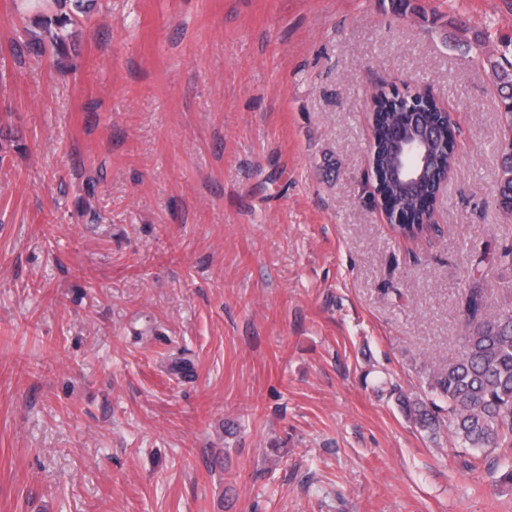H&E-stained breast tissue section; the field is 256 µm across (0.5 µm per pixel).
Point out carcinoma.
Listing matches in <instances>:
<instances>
[{"label": "carcinoma", "instance_id": "obj_1", "mask_svg": "<svg viewBox=\"0 0 512 512\" xmlns=\"http://www.w3.org/2000/svg\"><path fill=\"white\" fill-rule=\"evenodd\" d=\"M57 10L46 13L42 6L28 17L26 38L10 44L13 56L51 52L62 64L71 54V28L81 19L84 0H53ZM485 64L496 81L503 138L499 144L501 164L497 179L499 207L512 213V56H489ZM423 113V119L439 127V136L430 155L435 177L415 189L388 178L390 122L405 119L408 111ZM444 108L433 98L389 92L383 88L371 98L372 153L375 192L383 200L404 205L407 223L398 226L406 237H416L427 229L426 214L433 210L437 187L443 173L455 162L457 128L444 118ZM466 328L457 355L448 366L427 376L425 398L398 397V404L417 428L437 434L448 423V435L465 448L481 453L512 450V302L498 311H487L484 289L468 288L461 303Z\"/></svg>", "mask_w": 512, "mask_h": 512}]
</instances>
